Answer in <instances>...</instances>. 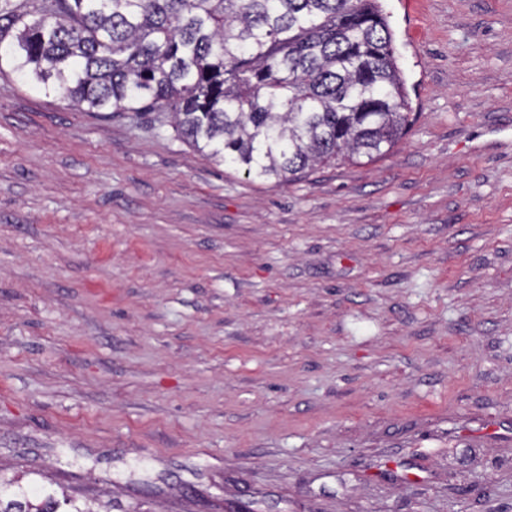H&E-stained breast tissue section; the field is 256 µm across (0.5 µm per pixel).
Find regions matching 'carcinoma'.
Returning <instances> with one entry per match:
<instances>
[{
  "label": "carcinoma",
  "instance_id": "1",
  "mask_svg": "<svg viewBox=\"0 0 512 512\" xmlns=\"http://www.w3.org/2000/svg\"><path fill=\"white\" fill-rule=\"evenodd\" d=\"M78 108L165 114L197 150L288 182L386 155L409 102L379 0H0V58ZM0 512L31 501L0 478Z\"/></svg>",
  "mask_w": 512,
  "mask_h": 512
}]
</instances>
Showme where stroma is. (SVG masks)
I'll list each match as a JSON object with an SVG mask.
<instances>
[{
  "mask_svg": "<svg viewBox=\"0 0 512 512\" xmlns=\"http://www.w3.org/2000/svg\"><path fill=\"white\" fill-rule=\"evenodd\" d=\"M381 3L408 131L286 183L0 66V477L512 512V0Z\"/></svg>",
  "mask_w": 512,
  "mask_h": 512,
  "instance_id": "35a3bbf8",
  "label": "stroma"
}]
</instances>
